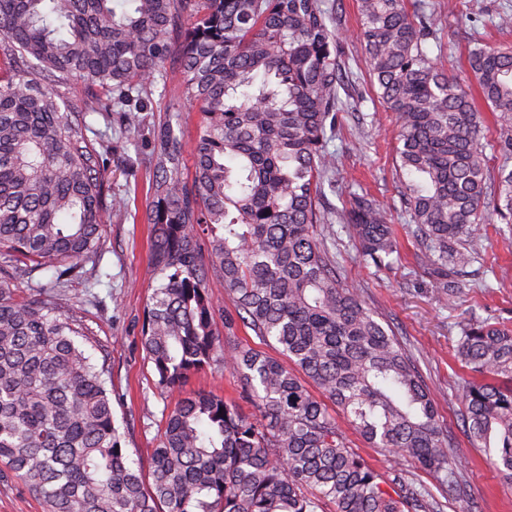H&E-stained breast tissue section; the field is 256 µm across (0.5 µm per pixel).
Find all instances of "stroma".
<instances>
[{
  "label": "stroma",
  "instance_id": "obj_1",
  "mask_svg": "<svg viewBox=\"0 0 512 512\" xmlns=\"http://www.w3.org/2000/svg\"><path fill=\"white\" fill-rule=\"evenodd\" d=\"M323 2L336 21L344 77L336 129L328 144L336 154L335 179L341 190L326 192L323 203L339 210L349 193L365 191L375 196L391 211L398 252L389 267L367 265L357 240L339 224L332 226L327 244L346 283L362 289L368 307L395 329L413 357L440 422L455 442L466 492L449 496L415 464L406 462L402 468L409 482L429 490L443 512H512V485L503 481L488 465L485 451L472 447L463 433L458 410L467 372L455 354L462 312L469 310L477 317L512 325V234L489 224L477 225L473 237L481 244L486 261L493 263V273L470 276L469 291L455 302L439 298L432 274L414 262L417 242L396 188L398 123L378 98L368 55L358 39L359 0ZM407 4L422 6L431 18L439 43L430 47L429 54L462 84L471 82L468 51L472 35L512 47V27L497 24L500 15H512V0H407ZM93 124L112 131L107 155L112 193L124 199L128 210L123 219L103 225L97 255L57 303L63 312L82 305L88 350L94 362L110 372L112 410L122 443L132 458L145 463L177 395L211 392L234 400L244 413H252L253 407L239 379L218 363L190 375L177 392L157 388L141 343L146 305L157 284L149 265L150 241L144 222L149 171L142 157L149 151V135L140 131L136 144H129L117 113L108 120L94 117Z\"/></svg>",
  "mask_w": 512,
  "mask_h": 512
}]
</instances>
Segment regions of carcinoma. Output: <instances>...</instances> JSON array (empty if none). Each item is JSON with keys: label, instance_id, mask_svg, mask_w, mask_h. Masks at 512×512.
Here are the masks:
<instances>
[{"label": "carcinoma", "instance_id": "carcinoma-1", "mask_svg": "<svg viewBox=\"0 0 512 512\" xmlns=\"http://www.w3.org/2000/svg\"><path fill=\"white\" fill-rule=\"evenodd\" d=\"M0 0V478L46 512H442L400 460L464 493L438 412L396 333L343 282L324 225H348L367 264L397 252L388 208L366 192L321 207L336 156L343 87L322 0ZM360 36L379 98L399 122L396 177L437 292L462 293L480 259L476 224L512 223V168L491 176L486 149L512 159V49L478 43L468 64L495 119L494 138L461 84L428 55L436 33L404 0H360ZM168 103L150 109L155 90ZM185 105L200 106L184 174ZM151 116L150 266L159 284L142 347L156 384L178 387L221 361L255 413L212 393L165 417L145 480L115 425L106 371L78 340L82 308L62 288L97 253L112 197L106 134L91 117ZM38 267L54 286L25 300L10 280ZM233 296L216 314L209 288ZM279 359L236 340L237 323ZM457 354L471 374L460 417L512 483V327L465 319ZM314 385L321 397L309 390ZM331 401L394 460L380 475L347 446Z\"/></svg>", "mask_w": 512, "mask_h": 512}]
</instances>
